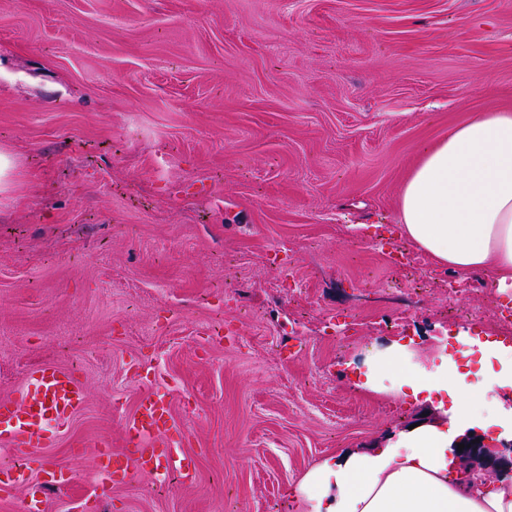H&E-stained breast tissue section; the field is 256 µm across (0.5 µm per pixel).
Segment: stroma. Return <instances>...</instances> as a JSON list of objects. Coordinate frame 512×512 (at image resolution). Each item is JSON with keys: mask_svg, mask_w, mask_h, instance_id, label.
I'll list each match as a JSON object with an SVG mask.
<instances>
[{"mask_svg": "<svg viewBox=\"0 0 512 512\" xmlns=\"http://www.w3.org/2000/svg\"><path fill=\"white\" fill-rule=\"evenodd\" d=\"M499 110L512 0H0V401L47 365L87 392L33 451L76 475L45 512H302L323 458L445 418L358 390L360 356L512 326L455 318L492 288L377 229L425 148ZM151 388L197 478L105 485L97 441Z\"/></svg>", "mask_w": 512, "mask_h": 512, "instance_id": "stroma-1", "label": "stroma"}]
</instances>
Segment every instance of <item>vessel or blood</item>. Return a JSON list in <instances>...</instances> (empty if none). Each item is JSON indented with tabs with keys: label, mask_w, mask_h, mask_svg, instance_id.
Segmentation results:
<instances>
[{
	"label": "vessel or blood",
	"mask_w": 512,
	"mask_h": 512,
	"mask_svg": "<svg viewBox=\"0 0 512 512\" xmlns=\"http://www.w3.org/2000/svg\"><path fill=\"white\" fill-rule=\"evenodd\" d=\"M32 379L33 390L0 401V438L20 448L50 443L57 429L86 402V391L72 372L45 367L33 372ZM177 437L167 394L147 391L127 422L126 445L133 450L131 460H123L112 452L108 440H101L100 471L113 484L125 481L133 469L154 475L174 472L182 481H193L194 465L178 454Z\"/></svg>",
	"instance_id": "obj_1"
}]
</instances>
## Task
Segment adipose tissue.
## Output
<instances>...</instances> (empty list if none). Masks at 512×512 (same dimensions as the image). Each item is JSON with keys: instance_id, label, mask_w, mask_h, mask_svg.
Returning <instances> with one entry per match:
<instances>
[{"instance_id": "adipose-tissue-1", "label": "adipose tissue", "mask_w": 512, "mask_h": 512, "mask_svg": "<svg viewBox=\"0 0 512 512\" xmlns=\"http://www.w3.org/2000/svg\"><path fill=\"white\" fill-rule=\"evenodd\" d=\"M397 222L435 264L483 274L512 292V111L476 113L425 149L406 181ZM464 371L447 355L431 367H399V350L368 358L363 389L448 405L449 419L399 433L383 448L344 449L321 460L292 493L304 512H512V476L463 465L455 443L473 426L512 438V411L481 416L476 404L512 388V353Z\"/></svg>"}]
</instances>
